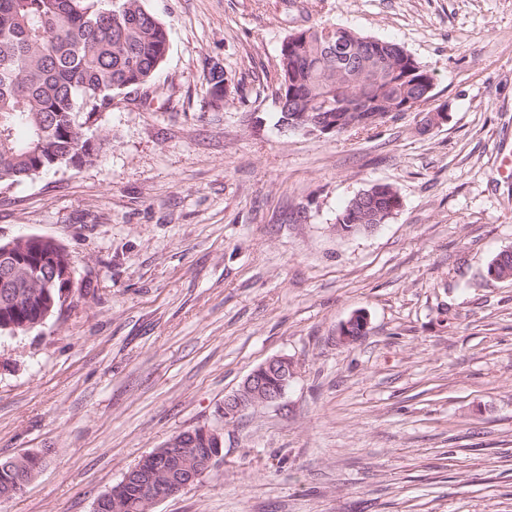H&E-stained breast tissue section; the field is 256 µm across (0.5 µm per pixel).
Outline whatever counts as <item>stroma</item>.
I'll list each match as a JSON object with an SVG mask.
<instances>
[{
	"instance_id": "stroma-1",
	"label": "stroma",
	"mask_w": 512,
	"mask_h": 512,
	"mask_svg": "<svg viewBox=\"0 0 512 512\" xmlns=\"http://www.w3.org/2000/svg\"><path fill=\"white\" fill-rule=\"evenodd\" d=\"M142 5L169 51L149 96L91 126L103 158L0 185V241L47 236L74 260L62 311L0 338V457H44L0 512H94L199 425L220 457L153 512H512V280L486 274L512 248V0ZM308 21L401 45L447 122L280 129L281 46ZM378 182L398 214L337 232ZM356 312L367 332L342 343ZM277 355L284 396L224 422Z\"/></svg>"
}]
</instances>
